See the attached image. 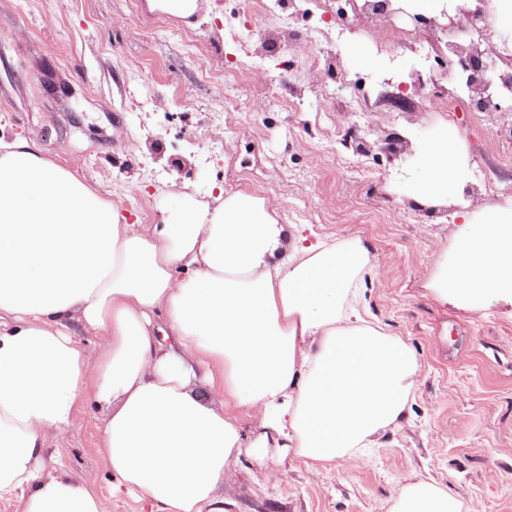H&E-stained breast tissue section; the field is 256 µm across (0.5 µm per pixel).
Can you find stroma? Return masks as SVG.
Instances as JSON below:
<instances>
[{
  "instance_id": "stroma-1",
  "label": "stroma",
  "mask_w": 512,
  "mask_h": 512,
  "mask_svg": "<svg viewBox=\"0 0 512 512\" xmlns=\"http://www.w3.org/2000/svg\"><path fill=\"white\" fill-rule=\"evenodd\" d=\"M327 3L286 0L288 40L269 52L278 12L256 23L241 0L178 22L146 0H0V140L34 144L131 224L160 223L183 193L242 190L281 223L369 252L363 307L420 363L411 408L356 459L309 466L272 448L264 466L231 461L220 491L237 512H386L411 478L512 512V305L460 310L428 289L465 230L456 212L512 206V112L458 102L442 33L423 45L406 16L340 17ZM445 129L467 179L455 202L432 206L414 194L420 151ZM101 419L89 403L49 433L44 471L88 484L103 512H144L110 493Z\"/></svg>"
}]
</instances>
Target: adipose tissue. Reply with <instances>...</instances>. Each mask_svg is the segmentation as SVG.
<instances>
[{"label":"adipose tissue","instance_id":"1","mask_svg":"<svg viewBox=\"0 0 512 512\" xmlns=\"http://www.w3.org/2000/svg\"><path fill=\"white\" fill-rule=\"evenodd\" d=\"M418 196L457 197L455 135L423 152ZM472 230L431 287L474 308L512 300V207L461 213ZM360 241H310L266 198L186 194L153 226L120 210L23 139L0 140V498L20 512H102L68 473L43 475L45 438L80 405L103 410L97 452L113 496L150 512H235L217 493L230 460L284 448L321 465L358 457L396 427L420 370L367 320ZM104 344L89 362L79 338ZM257 408L252 433L238 411ZM387 512H463L420 479Z\"/></svg>","mask_w":512,"mask_h":512}]
</instances>
